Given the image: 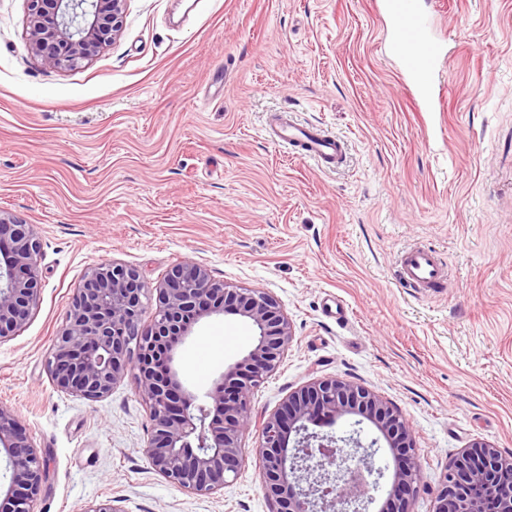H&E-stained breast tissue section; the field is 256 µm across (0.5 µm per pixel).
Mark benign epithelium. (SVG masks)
Wrapping results in <instances>:
<instances>
[{
  "instance_id": "benign-epithelium-1",
  "label": "benign epithelium",
  "mask_w": 512,
  "mask_h": 512,
  "mask_svg": "<svg viewBox=\"0 0 512 512\" xmlns=\"http://www.w3.org/2000/svg\"><path fill=\"white\" fill-rule=\"evenodd\" d=\"M127 0H26L29 54L57 69H76L120 35ZM41 242L31 225L0 212V340L21 328L40 300ZM147 282L128 265L91 270L78 289L47 366L57 390L99 401L128 373L145 401L152 433L143 448L150 467L172 484L199 495L224 487L243 463L239 436L253 423L251 396L282 362L292 342L288 317L277 298L261 288L214 280L195 263L172 266L146 298ZM240 315L256 328L254 347L224 370L204 398L188 390L174 367L177 346L202 318ZM150 324L141 326L143 317ZM356 415L398 451L391 512H410L419 458L406 419L378 395L349 381L316 378L262 417L257 453L262 482L275 496L276 512H363L371 500L372 451L359 438L309 431L317 420ZM294 452H288V445ZM0 451L14 471L0 512H34L49 478L41 455L14 412L0 405ZM512 458L483 443L465 450L445 472L437 512H512V490L499 470Z\"/></svg>"
}]
</instances>
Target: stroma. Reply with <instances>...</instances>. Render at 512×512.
Segmentation results:
<instances>
[{
    "label": "stroma",
    "mask_w": 512,
    "mask_h": 512,
    "mask_svg": "<svg viewBox=\"0 0 512 512\" xmlns=\"http://www.w3.org/2000/svg\"><path fill=\"white\" fill-rule=\"evenodd\" d=\"M439 10L445 98L423 114L379 50L373 0H128L120 37L76 70L32 57L25 0H0V210L42 244L39 305L0 343V404L50 463L35 512H273L256 430L239 474L197 495L144 457L133 375L100 401L54 388L53 340L112 262L152 286L186 261L270 291L294 338L254 416L316 377L371 389L412 427L411 512H435L473 443L512 457V0ZM281 110L345 138V167L273 144ZM412 243L447 263L446 287L401 286ZM253 345L248 319L207 317L176 366L201 394Z\"/></svg>",
    "instance_id": "obj_1"
}]
</instances>
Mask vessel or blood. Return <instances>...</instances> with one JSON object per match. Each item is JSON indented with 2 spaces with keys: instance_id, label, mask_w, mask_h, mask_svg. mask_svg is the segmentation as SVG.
I'll return each mask as SVG.
<instances>
[{
  "instance_id": "vessel-or-blood-1",
  "label": "vessel or blood",
  "mask_w": 512,
  "mask_h": 512,
  "mask_svg": "<svg viewBox=\"0 0 512 512\" xmlns=\"http://www.w3.org/2000/svg\"><path fill=\"white\" fill-rule=\"evenodd\" d=\"M376 16L385 31L382 49L396 74L408 88L417 111L436 107V81L446 59L439 36V20L422 0H377ZM272 141L297 150L318 166L334 168L345 157L343 141L317 126L281 116L268 131ZM404 286L427 290L442 285L446 270L431 249L413 246L398 256Z\"/></svg>"
}]
</instances>
